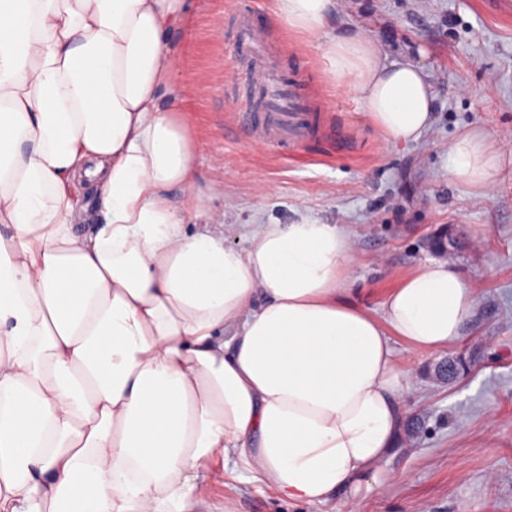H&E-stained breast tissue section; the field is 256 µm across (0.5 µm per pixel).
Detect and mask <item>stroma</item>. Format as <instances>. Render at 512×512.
I'll return each mask as SVG.
<instances>
[{"label": "stroma", "mask_w": 512, "mask_h": 512, "mask_svg": "<svg viewBox=\"0 0 512 512\" xmlns=\"http://www.w3.org/2000/svg\"><path fill=\"white\" fill-rule=\"evenodd\" d=\"M258 19L266 63L304 79L323 101L325 129L296 151L254 140L238 119L244 74L236 62L239 21ZM336 30H364L390 62L424 67L435 118L415 143L389 141L315 46L273 21L272 0H194L179 77L200 87L188 107L199 143L198 186L223 182L210 208L228 224H289L308 214L345 224L358 262V301L379 314L384 295L434 259L427 242L445 233L450 257L474 288L479 310L449 352L412 353L416 380L406 433L386 462V481L350 501L349 512H512V0H342ZM482 133L500 152L489 188L450 173L448 148ZM462 356L471 370L445 378ZM197 512H323L278 500L235 473L201 478Z\"/></svg>", "instance_id": "35a3bbf8"}]
</instances>
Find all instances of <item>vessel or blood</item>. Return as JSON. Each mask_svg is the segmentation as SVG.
I'll return each instance as SVG.
<instances>
[{
	"label": "vessel or blood",
	"mask_w": 512,
	"mask_h": 512,
	"mask_svg": "<svg viewBox=\"0 0 512 512\" xmlns=\"http://www.w3.org/2000/svg\"><path fill=\"white\" fill-rule=\"evenodd\" d=\"M242 44L253 62L254 78L264 87L265 106L259 112L243 113L256 139L295 150L321 131L318 104L305 83L284 79L266 68L267 41L250 21L241 24Z\"/></svg>",
	"instance_id": "b4317fda"
}]
</instances>
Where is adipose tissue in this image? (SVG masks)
I'll use <instances>...</instances> for the list:
<instances>
[{"mask_svg":"<svg viewBox=\"0 0 512 512\" xmlns=\"http://www.w3.org/2000/svg\"><path fill=\"white\" fill-rule=\"evenodd\" d=\"M339 0H274L396 143L433 121L422 68L329 24ZM191 0H0V512H186L233 465L344 512L384 474L416 378L395 348L455 346L477 310L431 261L371 314L341 224H228L196 190L172 41ZM450 171L486 187L478 132ZM93 183V204L69 193ZM200 220L195 232L187 220Z\"/></svg>","mask_w":512,"mask_h":512,"instance_id":"adipose-tissue-1","label":"adipose tissue"}]
</instances>
